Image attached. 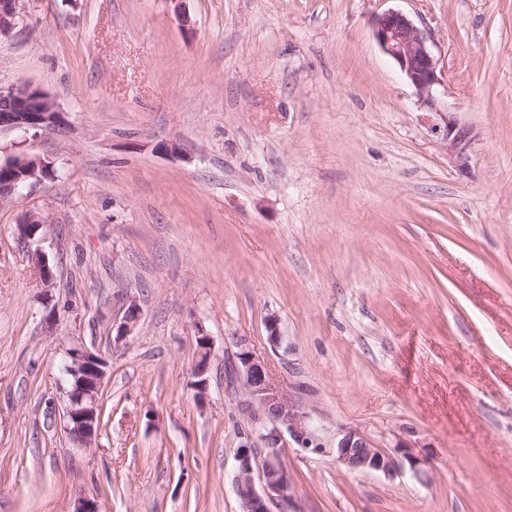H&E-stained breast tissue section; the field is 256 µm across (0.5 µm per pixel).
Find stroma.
<instances>
[{"label": "stroma", "mask_w": 512, "mask_h": 512, "mask_svg": "<svg viewBox=\"0 0 512 512\" xmlns=\"http://www.w3.org/2000/svg\"><path fill=\"white\" fill-rule=\"evenodd\" d=\"M23 0L0 90L63 121L0 133L56 175L0 203V512H241V345L329 427L426 477L288 450L298 512H512V0ZM438 61L425 104L374 19ZM475 140L448 156L442 111ZM171 152L160 151V144ZM45 220V293L16 226ZM141 309L125 345L112 324ZM72 302L55 325L47 302ZM277 316L279 350L265 321ZM209 391L190 386L196 325ZM106 354L100 435L66 433L58 349ZM194 338L198 340L199 344L196 345L195 343L197 358L194 364L193 373L197 379L203 380L202 383H196V381L194 382V389L196 391L195 396L198 400H203L205 398L208 387V378L203 379V376L207 374L209 370V358L211 354L213 339L212 336L208 332H206V330L201 325H196V332ZM205 352H207L208 354L206 360V368L205 370H201L199 368V361L201 355L204 354Z\"/></svg>", "instance_id": "1"}]
</instances>
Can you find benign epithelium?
Returning <instances> with one entry per match:
<instances>
[{
	"label": "benign epithelium",
	"mask_w": 512,
	"mask_h": 512,
	"mask_svg": "<svg viewBox=\"0 0 512 512\" xmlns=\"http://www.w3.org/2000/svg\"><path fill=\"white\" fill-rule=\"evenodd\" d=\"M22 0H0V39L9 36L19 17ZM374 37L382 49L416 89L420 98L435 103L439 84L438 64L426 34L406 14L390 10L373 24ZM444 138L452 160L463 170L469 168L468 151L472 130L459 123L455 105L445 106ZM60 113L43 91L28 86L0 90V132L30 131L38 134L55 129ZM54 173L52 162L28 153L0 160V202L9 201L18 188L39 183ZM43 220L30 214L17 225L19 241L27 248L30 267L42 287H55V273L47 254L38 246L36 233ZM140 317L139 305L131 300L121 322L114 327L113 345L124 342ZM267 340L277 348L283 341L279 320H266ZM106 355L81 342L62 349V371L66 378H82L83 386L67 389L64 407L66 430L70 437L88 444L97 436L101 422V396L107 377ZM234 380L241 395V406L249 417V428L236 448L237 475L234 491L242 512H270V506L296 510V483L284 459V449L298 448L309 455L328 456L349 472H380L391 477L397 472L392 456L374 447L360 429L338 425L335 429L321 422L314 400L300 385L276 379L267 361L250 347L241 345L234 365Z\"/></svg>",
	"instance_id": "benign-epithelium-1"
}]
</instances>
